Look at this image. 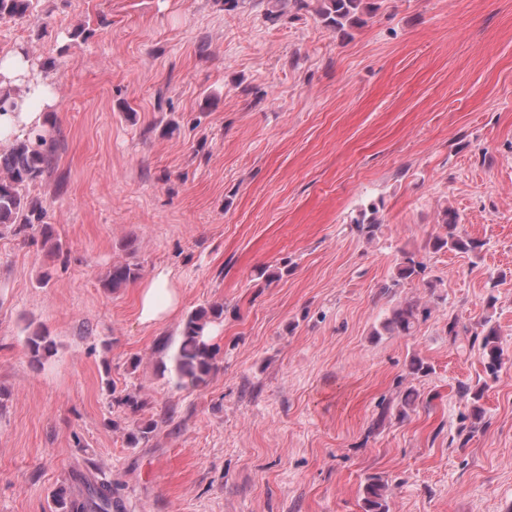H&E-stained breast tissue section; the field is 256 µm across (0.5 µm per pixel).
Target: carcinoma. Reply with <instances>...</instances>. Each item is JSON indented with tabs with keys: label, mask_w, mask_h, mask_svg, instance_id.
Instances as JSON below:
<instances>
[{
	"label": "carcinoma",
	"mask_w": 512,
	"mask_h": 512,
	"mask_svg": "<svg viewBox=\"0 0 512 512\" xmlns=\"http://www.w3.org/2000/svg\"><path fill=\"white\" fill-rule=\"evenodd\" d=\"M317 2L315 14L327 28L348 35L347 29L365 23V17L374 14L378 0H294L298 9L311 8V2ZM33 0H0V19H23L32 14ZM54 148L38 134L34 137L14 139L10 146L0 151V228H13L21 233L40 225L44 243L53 253L62 249V243L53 235L51 225L43 223V207L24 194L30 183L41 177L54 162ZM378 208L370 206V212H361L354 220L357 231L373 238L380 230L381 222L377 218ZM457 213L444 209L442 223L448 228L444 236H435L428 240V246L435 251L448 249L460 253H474L481 243L454 233L457 225ZM423 266L410 252H402L397 273L391 283L383 285L385 291L400 286V282L418 277ZM141 266L133 262L112 265L106 274L104 286L117 289L135 282L140 278ZM429 311L416 303H400L394 306L380 324L375 334L390 336L412 335L420 321L426 319ZM224 316V304L213 303L191 312L182 324L177 348L173 354L174 371L177 384L184 388H200L207 385L210 377L219 369V349L211 343V328ZM488 328L483 334H474L472 342L479 343L480 356L486 374L496 380L502 369V353L499 335L495 327L484 321ZM27 346L32 360L40 363L53 353V343L40 330L27 338ZM462 395L471 403L475 422L482 420L483 409L479 401L483 397V388L464 387ZM155 421L145 422L129 434L130 443L136 445L149 439L157 430ZM82 488L76 494L68 493L64 487L58 488L52 495L54 512H123L125 505L115 496L112 480L99 477L95 480H80ZM363 512H389L388 482L380 475H371L363 485Z\"/></svg>",
	"instance_id": "carcinoma-1"
}]
</instances>
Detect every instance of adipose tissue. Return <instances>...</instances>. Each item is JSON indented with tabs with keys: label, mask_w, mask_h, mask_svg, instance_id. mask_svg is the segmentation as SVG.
Returning a JSON list of instances; mask_svg holds the SVG:
<instances>
[{
	"label": "adipose tissue",
	"mask_w": 512,
	"mask_h": 512,
	"mask_svg": "<svg viewBox=\"0 0 512 512\" xmlns=\"http://www.w3.org/2000/svg\"><path fill=\"white\" fill-rule=\"evenodd\" d=\"M29 64L23 53L0 58V87L25 83L24 94L16 99L14 111L0 113V142L6 143L30 130L41 128L44 110L54 101L53 87L45 80H28ZM179 295L172 288L167 272L160 271L140 290L139 315L153 324L167 319L177 308Z\"/></svg>",
	"instance_id": "adipose-tissue-1"
}]
</instances>
